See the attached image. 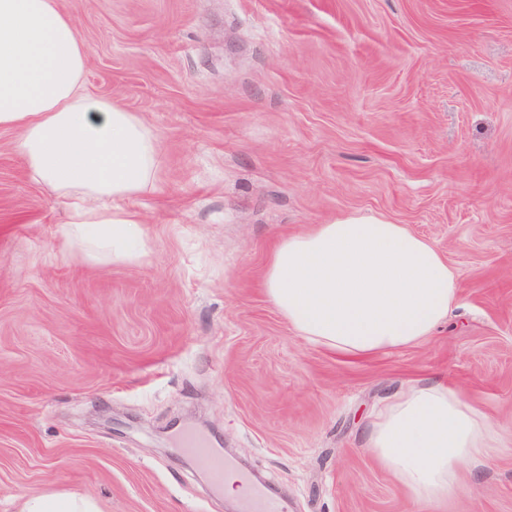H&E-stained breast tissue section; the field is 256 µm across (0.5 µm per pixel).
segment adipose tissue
I'll return each instance as SVG.
<instances>
[{"label":"adipose tissue","instance_id":"adipose-tissue-1","mask_svg":"<svg viewBox=\"0 0 512 512\" xmlns=\"http://www.w3.org/2000/svg\"><path fill=\"white\" fill-rule=\"evenodd\" d=\"M86 48L60 0H0V130L30 178L69 200L62 234L92 260L137 256L143 237L124 200L152 185L154 135L136 114L81 94ZM263 287L316 345L349 356L412 346L448 319L458 277L426 239L369 217L318 224L280 241ZM498 440L489 417L446 382L397 394L376 414L367 447L413 500L458 492L462 463ZM19 512H100L87 495L36 491Z\"/></svg>","mask_w":512,"mask_h":512}]
</instances>
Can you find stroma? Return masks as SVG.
I'll return each mask as SVG.
<instances>
[{"label":"stroma","instance_id":"obj_1","mask_svg":"<svg viewBox=\"0 0 512 512\" xmlns=\"http://www.w3.org/2000/svg\"><path fill=\"white\" fill-rule=\"evenodd\" d=\"M83 91L155 134L126 200L137 262L88 261L68 205L0 132V512L23 494L101 512H238L170 426L202 416L286 512H512V0H61ZM377 216L459 275L453 318L350 359L261 286L283 238ZM446 381L501 442L447 502L409 498L370 417ZM17 512H101L90 496L52 491H36L26 495Z\"/></svg>","mask_w":512,"mask_h":512}]
</instances>
